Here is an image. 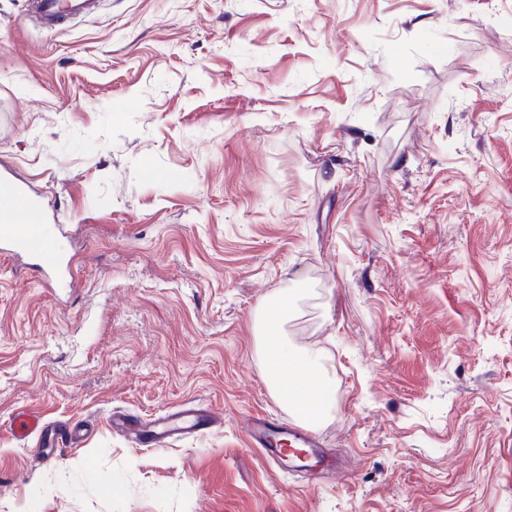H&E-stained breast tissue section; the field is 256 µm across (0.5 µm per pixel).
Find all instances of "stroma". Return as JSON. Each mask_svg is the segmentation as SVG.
Masks as SVG:
<instances>
[{"instance_id": "35a3bbf8", "label": "stroma", "mask_w": 512, "mask_h": 512, "mask_svg": "<svg viewBox=\"0 0 512 512\" xmlns=\"http://www.w3.org/2000/svg\"><path fill=\"white\" fill-rule=\"evenodd\" d=\"M0 0V176L73 282L0 256V512H512V0ZM331 358L315 474L255 322ZM224 416L159 447L114 431ZM28 407L78 446L17 440ZM95 7L93 0H33L31 3L32 12L47 27L61 26L68 16L90 13ZM247 437L261 455L266 459L280 460L285 449L279 447V441L282 437H288L290 445L300 450V455L296 458L302 463L311 459L317 462H327L328 456L322 448H319V442L313 435L298 431L293 427V423L278 413H265L251 416L246 423ZM292 438L297 439L299 444L294 445Z\"/></svg>"}]
</instances>
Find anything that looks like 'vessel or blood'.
Instances as JSON below:
<instances>
[{"label": "vessel or blood", "instance_id": "b4317fda", "mask_svg": "<svg viewBox=\"0 0 512 512\" xmlns=\"http://www.w3.org/2000/svg\"><path fill=\"white\" fill-rule=\"evenodd\" d=\"M96 7L95 0H32L31 10L42 25L58 27L71 15L86 14ZM46 230L42 212L26 210L8 212L0 215V250L7 252L32 245H45ZM215 418L211 412L186 407L176 412L165 414L156 419L149 429V441L160 445L172 434H197L213 427ZM11 429L16 436L28 437L37 433L41 437L61 442L70 446L77 444L80 431L77 427L61 425L50 427L33 412L17 414L11 422ZM249 441L268 459H280L283 450L279 445L282 438H294L298 441L301 462L317 460L326 461L327 455L319 446L315 436L294 428L291 421L278 413H265L251 416L246 423Z\"/></svg>", "mask_w": 512, "mask_h": 512}]
</instances>
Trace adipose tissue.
<instances>
[{
    "mask_svg": "<svg viewBox=\"0 0 512 512\" xmlns=\"http://www.w3.org/2000/svg\"><path fill=\"white\" fill-rule=\"evenodd\" d=\"M289 302L285 294L270 298L269 315L260 322L265 373L274 395L303 422L315 426L334 402V377L321 350H300L289 344L283 328Z\"/></svg>",
    "mask_w": 512,
    "mask_h": 512,
    "instance_id": "ef3b65f1",
    "label": "adipose tissue"
}]
</instances>
